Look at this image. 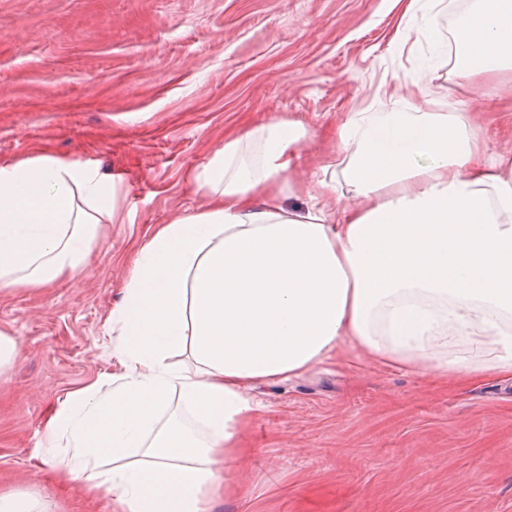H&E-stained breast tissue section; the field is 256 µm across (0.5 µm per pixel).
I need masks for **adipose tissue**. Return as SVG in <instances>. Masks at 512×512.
<instances>
[{
  "label": "adipose tissue",
  "mask_w": 512,
  "mask_h": 512,
  "mask_svg": "<svg viewBox=\"0 0 512 512\" xmlns=\"http://www.w3.org/2000/svg\"><path fill=\"white\" fill-rule=\"evenodd\" d=\"M454 56L462 79L511 69L512 0H474ZM309 135L280 120L225 137L189 175L206 207L136 248L112 310L117 371L46 426V447L71 450L64 480L118 512H212L238 495L224 472L261 408L253 390L346 340L444 380L512 378V155L488 154L471 113L395 99L352 113L341 161L298 180ZM120 183L47 154L0 165V294L83 269Z\"/></svg>",
  "instance_id": "ef3b65f1"
}]
</instances>
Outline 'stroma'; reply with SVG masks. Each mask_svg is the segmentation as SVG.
Returning a JSON list of instances; mask_svg holds the SVG:
<instances>
[{"instance_id": "stroma-1", "label": "stroma", "mask_w": 512, "mask_h": 512, "mask_svg": "<svg viewBox=\"0 0 512 512\" xmlns=\"http://www.w3.org/2000/svg\"><path fill=\"white\" fill-rule=\"evenodd\" d=\"M429 55L394 0H0V165L44 152L124 175L81 272L0 295L22 351L0 371L1 486L54 512H114L44 462L46 421L112 373L129 255L205 207L188 175L226 131L302 121L312 180L346 117L394 98L470 109L490 150H512V71L464 81L425 69ZM423 69V89L403 82ZM253 395L251 452L230 470L243 494L221 512H512V380L437 386L347 342Z\"/></svg>"}]
</instances>
